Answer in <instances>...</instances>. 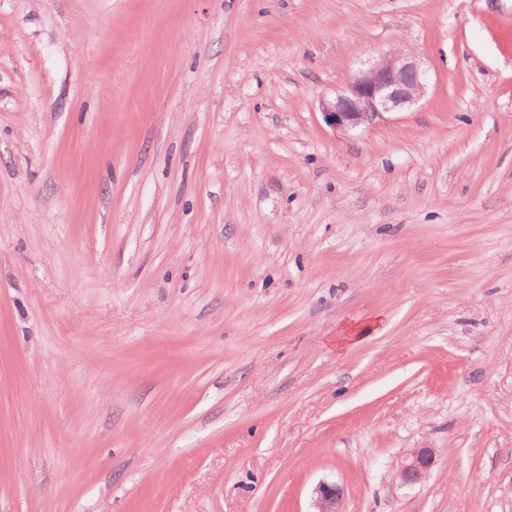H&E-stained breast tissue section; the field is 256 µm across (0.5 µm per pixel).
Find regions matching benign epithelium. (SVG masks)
Instances as JSON below:
<instances>
[{
	"instance_id": "7a95c632",
	"label": "benign epithelium",
	"mask_w": 512,
	"mask_h": 512,
	"mask_svg": "<svg viewBox=\"0 0 512 512\" xmlns=\"http://www.w3.org/2000/svg\"><path fill=\"white\" fill-rule=\"evenodd\" d=\"M427 92L426 72L421 63L400 49L379 52L362 62V68L332 99L322 102L325 122L349 133L384 114L416 105ZM436 465L433 448H410L393 466L394 479L414 486L427 479ZM314 512H343L344 488L322 480L314 489Z\"/></svg>"
}]
</instances>
